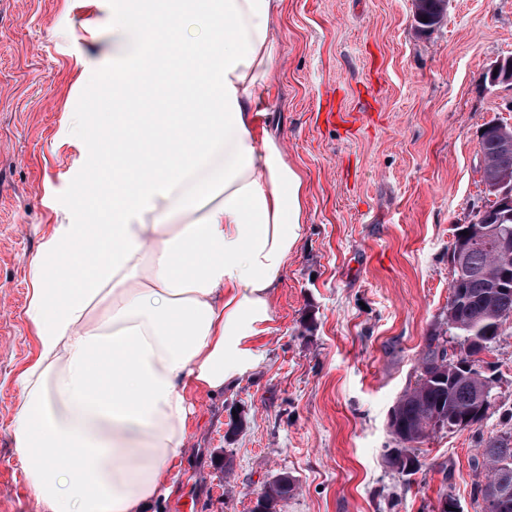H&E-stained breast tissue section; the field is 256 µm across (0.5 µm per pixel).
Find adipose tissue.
<instances>
[{"label": "adipose tissue", "instance_id": "ef3b65f1", "mask_svg": "<svg viewBox=\"0 0 512 512\" xmlns=\"http://www.w3.org/2000/svg\"><path fill=\"white\" fill-rule=\"evenodd\" d=\"M283 0H197L189 30L200 64L173 88L188 112H116L103 133L124 150L166 125L190 149L175 163L112 171V204L89 222L50 205L51 231L29 270L21 312L36 356L21 371L10 430L39 512H150L170 490L194 414L189 390L234 389L271 330L272 297L302 237L304 182L258 96L278 56ZM170 0L114 12L80 64L141 102L129 71ZM78 252L76 276L47 258Z\"/></svg>", "mask_w": 512, "mask_h": 512}]
</instances>
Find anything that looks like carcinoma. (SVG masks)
<instances>
[{"instance_id":"carcinoma-1","label":"carcinoma","mask_w":512,"mask_h":512,"mask_svg":"<svg viewBox=\"0 0 512 512\" xmlns=\"http://www.w3.org/2000/svg\"><path fill=\"white\" fill-rule=\"evenodd\" d=\"M443 0H420L416 22L421 28L440 25ZM479 150L497 159L503 176L512 180V153L498 152L497 135L486 134ZM495 226L512 235V212L494 207L483 213L480 227ZM473 225L456 228L464 239L465 263L453 271L455 303L446 321L425 339L416 368L415 381L399 397L390 415V432L403 447L414 453L431 434L456 432L480 425L496 407L483 406L480 399L489 366L482 355L491 351L506 326L512 324V262L502 263L494 240L471 231ZM468 235H461V231ZM475 466L484 474L474 488L483 507L488 492L505 481L512 486V432L491 437L477 449Z\"/></svg>"}]
</instances>
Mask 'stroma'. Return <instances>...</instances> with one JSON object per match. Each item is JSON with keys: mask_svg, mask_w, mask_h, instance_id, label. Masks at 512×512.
I'll list each match as a JSON object with an SVG mask.
<instances>
[{"mask_svg": "<svg viewBox=\"0 0 512 512\" xmlns=\"http://www.w3.org/2000/svg\"><path fill=\"white\" fill-rule=\"evenodd\" d=\"M86 17L69 0H7L0 9V512H37L9 432L16 380L34 357L21 318L28 271L49 227L45 199L111 203L109 152L95 175L76 169L66 109L87 137L114 112L112 86L81 72ZM279 59L260 103L305 184V224L272 308L258 361L230 391H190L188 450L152 512H251L275 475L297 490L280 512H482L473 459L512 428V329L487 353L500 378L479 429L433 434L414 474L391 470L389 419L415 381L430 330L448 309L455 225L484 201L479 135L512 124V87L490 67L512 57V0H449L422 33L410 0H284ZM344 112L371 111L353 131L317 117L326 93Z\"/></svg>", "mask_w": 512, "mask_h": 512, "instance_id": "stroma-1", "label": "stroma"}]
</instances>
